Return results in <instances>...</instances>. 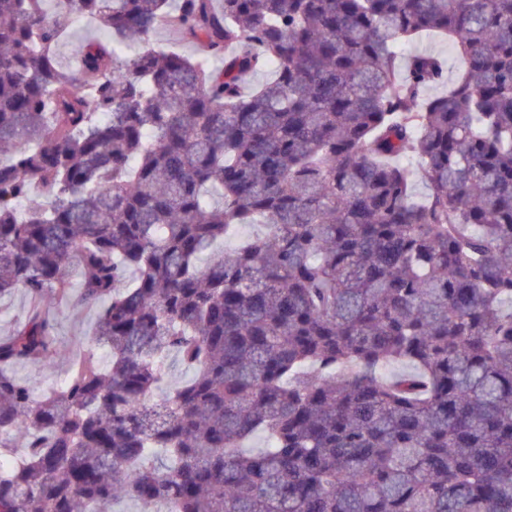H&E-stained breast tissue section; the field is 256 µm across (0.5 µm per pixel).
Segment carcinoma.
Returning <instances> with one entry per match:
<instances>
[{
    "mask_svg": "<svg viewBox=\"0 0 512 512\" xmlns=\"http://www.w3.org/2000/svg\"><path fill=\"white\" fill-rule=\"evenodd\" d=\"M52 2L0 0V512H512V0ZM103 31L99 25L82 22L74 18L69 26L66 41L62 49V56L68 65L74 66L79 56L82 45L88 39H96L102 36ZM419 48L431 53L441 55L448 68V77H453L461 66V62L455 52L448 46V42L437 37L426 36L419 42ZM69 275L75 288L73 299L69 307L56 313V346L59 352L66 356L75 351L81 342L90 335L95 321L94 313L77 303L76 289L79 276L76 264L70 267ZM27 299L22 291H15L0 298V336H7L17 321L27 311ZM66 368L65 362L47 368H36L32 366H17V373L25 380L30 382L35 391L39 394L50 383L58 380L64 373Z\"/></svg>",
    "mask_w": 512,
    "mask_h": 512,
    "instance_id": "obj_1",
    "label": "carcinoma"
}]
</instances>
